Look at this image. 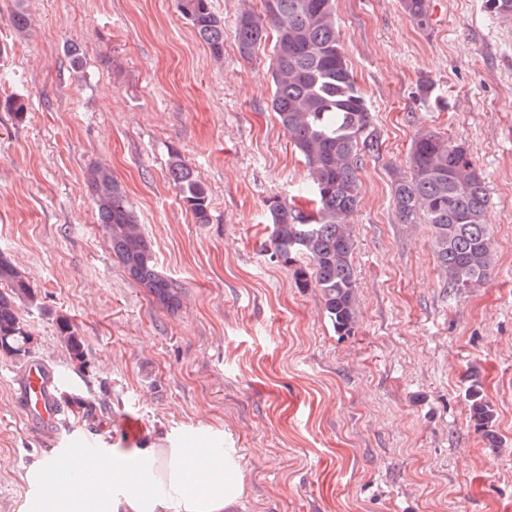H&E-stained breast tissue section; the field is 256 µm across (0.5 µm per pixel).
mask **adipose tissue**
Masks as SVG:
<instances>
[{
	"label": "adipose tissue",
	"mask_w": 512,
	"mask_h": 512,
	"mask_svg": "<svg viewBox=\"0 0 512 512\" xmlns=\"http://www.w3.org/2000/svg\"><path fill=\"white\" fill-rule=\"evenodd\" d=\"M234 457L223 449L162 448L137 474L100 470L95 458L57 454L36 462L19 512H224L242 494ZM58 479L48 495L44 486Z\"/></svg>",
	"instance_id": "obj_1"
}]
</instances>
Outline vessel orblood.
<instances>
[{"mask_svg": "<svg viewBox=\"0 0 512 512\" xmlns=\"http://www.w3.org/2000/svg\"><path fill=\"white\" fill-rule=\"evenodd\" d=\"M13 393L22 401L27 425L41 436L56 439L64 425V417L55 370L42 359L30 360Z\"/></svg>", "mask_w": 512, "mask_h": 512, "instance_id": "obj_1", "label": "vessel or blood"}]
</instances>
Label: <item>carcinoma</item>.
<instances>
[{
	"label": "carcinoma",
	"mask_w": 512,
	"mask_h": 512,
	"mask_svg": "<svg viewBox=\"0 0 512 512\" xmlns=\"http://www.w3.org/2000/svg\"><path fill=\"white\" fill-rule=\"evenodd\" d=\"M256 14L241 11L233 37L237 50L251 58L271 42V108L295 151L305 160L316 208L307 214L278 197L267 201L271 258L292 268L297 287L314 288L337 336L357 328L354 239L347 217L359 202L357 163L379 152L374 116L356 84L336 26L335 0H262ZM418 27L429 22V0H400ZM180 16L209 49L224 56V22L212 0H176ZM10 22L19 33L30 27L25 0H13ZM409 171L393 179L398 223L432 228L438 267L445 287L456 294L485 280L492 271L491 236L484 224L489 202L483 173L469 145L451 142L432 129L414 137ZM169 174L195 223L210 222L208 187L177 153ZM97 221L112 255L131 279L168 309L179 303L172 280L157 268L152 242L145 236L126 194L104 168L91 171ZM37 304L25 272L0 253V353L24 359L33 337L22 317L24 305ZM60 340L74 360H84L82 337L69 321L58 319ZM465 392L469 422L489 448L500 447L496 412L476 373Z\"/></svg>",
	"instance_id": "cac0c4a2"
}]
</instances>
